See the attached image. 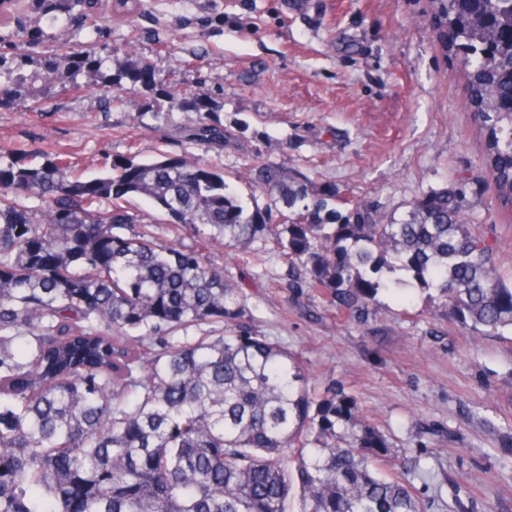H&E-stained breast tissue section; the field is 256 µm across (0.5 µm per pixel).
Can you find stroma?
I'll return each mask as SVG.
<instances>
[{
  "label": "stroma",
  "instance_id": "1",
  "mask_svg": "<svg viewBox=\"0 0 512 512\" xmlns=\"http://www.w3.org/2000/svg\"><path fill=\"white\" fill-rule=\"evenodd\" d=\"M436 15L435 0H144L133 17L89 20L78 7L49 13L19 0L0 35L40 29L31 57L108 48L117 67L136 52L178 89L220 101L236 142H181V115L162 94L129 86L109 109L103 92L57 90L0 110V160L68 154L92 177L111 161L185 155L245 195L267 163L287 168L292 186L332 189L397 219L422 194L463 183L477 232L510 273L512 211L482 166L461 54L440 43ZM251 249L259 260L236 263L220 248L211 257L250 293L252 326L295 352L316 388L344 384L402 463L419 466L430 512H512L498 438L512 426V340L470 345L434 292L417 287L405 302L379 291L367 324L344 321L290 289L263 243Z\"/></svg>",
  "mask_w": 512,
  "mask_h": 512
}]
</instances>
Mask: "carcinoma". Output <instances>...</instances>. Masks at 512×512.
<instances>
[{
    "label": "carcinoma",
    "mask_w": 512,
    "mask_h": 512,
    "mask_svg": "<svg viewBox=\"0 0 512 512\" xmlns=\"http://www.w3.org/2000/svg\"><path fill=\"white\" fill-rule=\"evenodd\" d=\"M460 2L444 0L447 35L486 129L482 163L512 206V0ZM110 60L79 48L31 69L0 52V109L55 84L110 88L108 107L125 81L163 84L133 51L115 73ZM169 97L188 143L224 148L213 99ZM272 189L310 200L315 218L272 224L185 156L90 179L57 156L0 161V512H428L419 472L384 469L399 450L344 387L309 390L299 357L245 322L248 295L206 253L271 243L288 287L358 323L379 290L416 284L473 341L512 334V279L472 230L464 183L416 198L399 222L362 201L343 216L332 192L293 191L259 166L252 192ZM126 196L155 204L171 242L138 224Z\"/></svg>",
    "instance_id": "carcinoma-1"
}]
</instances>
